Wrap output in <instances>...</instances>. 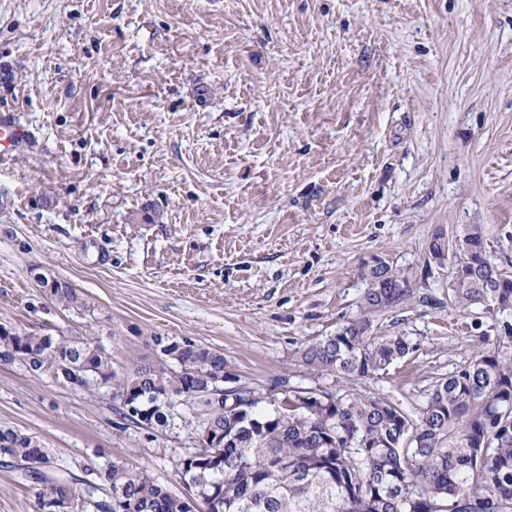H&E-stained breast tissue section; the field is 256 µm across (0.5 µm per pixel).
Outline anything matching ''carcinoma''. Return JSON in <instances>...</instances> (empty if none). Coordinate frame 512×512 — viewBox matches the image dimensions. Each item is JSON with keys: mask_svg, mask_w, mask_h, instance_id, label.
Returning a JSON list of instances; mask_svg holds the SVG:
<instances>
[{"mask_svg": "<svg viewBox=\"0 0 512 512\" xmlns=\"http://www.w3.org/2000/svg\"><path fill=\"white\" fill-rule=\"evenodd\" d=\"M448 305L512 310V273L491 262L484 231L465 224L454 235L435 233L424 266H445ZM363 314L336 333L308 345L305 365L348 381L371 379L414 351L402 336L371 333L370 317L404 306L416 293L410 268L392 262L363 267ZM51 299L66 310L89 311L67 284ZM164 346L150 362L120 377L112 354L93 336L0 333V362H23L62 378L68 361L83 372L75 387L93 394L116 390L115 411L138 428L167 427L176 402L192 390L205 392L224 374V353L187 340L154 337ZM134 390L127 402L122 394ZM310 405L288 391L271 402L273 412H254L259 400L237 386L225 391L221 408L201 399L194 433L209 426L224 444L195 448L176 461L187 483L202 491L208 512H512V352L477 353L441 378L426 403L411 416L399 403L357 389L312 391ZM0 458L6 463H42L20 473L37 483L41 508L74 499L93 512H194L181 492L160 484L145 468L116 459L92 482L54 462L37 437L0 425Z\"/></svg>", "mask_w": 512, "mask_h": 512, "instance_id": "carcinoma-1", "label": "carcinoma"}]
</instances>
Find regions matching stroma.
Here are the masks:
<instances>
[{"label": "stroma", "instance_id": "1", "mask_svg": "<svg viewBox=\"0 0 512 512\" xmlns=\"http://www.w3.org/2000/svg\"><path fill=\"white\" fill-rule=\"evenodd\" d=\"M5 112L29 137L0 162V326L96 335L119 374L186 339L266 411L280 379L345 388L302 349L360 316L380 256L417 291L371 332L414 351L357 389L412 412L512 345V310H453L447 269L424 267L437 231L470 224L512 271V0H0ZM115 405L0 363V425L84 479L119 457L178 490L196 402L155 429ZM34 494L0 461V512ZM37 282L40 286L48 291L54 288L53 293L49 296L58 305L66 310H73L78 312H88L90 309L88 302L81 296L78 290L70 284L64 285L60 288H55L58 279L54 277H47L42 274L36 276Z\"/></svg>", "mask_w": 512, "mask_h": 512}]
</instances>
